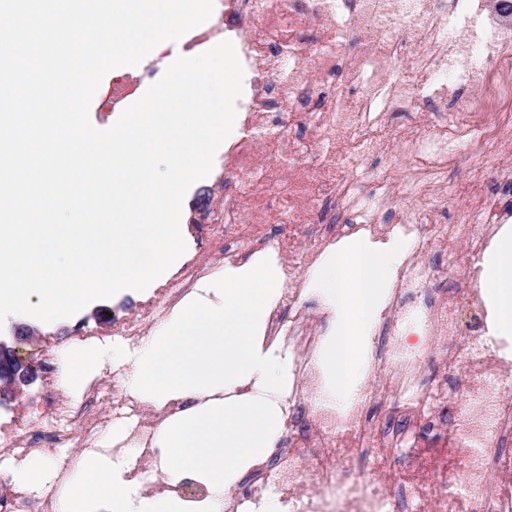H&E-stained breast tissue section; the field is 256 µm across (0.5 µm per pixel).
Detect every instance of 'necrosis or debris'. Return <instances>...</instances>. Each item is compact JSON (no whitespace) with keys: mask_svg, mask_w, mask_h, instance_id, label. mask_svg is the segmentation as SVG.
<instances>
[{"mask_svg":"<svg viewBox=\"0 0 512 512\" xmlns=\"http://www.w3.org/2000/svg\"><path fill=\"white\" fill-rule=\"evenodd\" d=\"M487 3L214 0L210 25L184 43L231 38L244 70L211 246L225 264L263 254L280 270L267 333L287 337L297 370L281 466L263 485L287 488L289 512H512V349L492 341L479 285L483 256L512 223V0H497L494 20ZM369 156L384 161L372 174L358 168ZM460 163L464 176L449 182ZM452 197L466 208L446 224ZM360 237L406 250L364 391L408 403L380 424L363 407L331 403L309 363L324 329L305 299L307 272L335 242ZM449 242L463 246L460 288L425 261ZM197 276L187 267L177 287L113 322V336L147 335ZM37 367L52 387L48 417L31 420L16 402L0 421V463L15 468L76 441L93 450L112 417L150 441L156 414L118 375L74 398L57 388L49 351ZM0 512H56V500L1 475Z\"/></svg>","mask_w":512,"mask_h":512,"instance_id":"obj_1","label":"necrosis or debris"}]
</instances>
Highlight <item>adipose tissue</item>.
Segmentation results:
<instances>
[{"label":"adipose tissue","instance_id":"obj_1","mask_svg":"<svg viewBox=\"0 0 512 512\" xmlns=\"http://www.w3.org/2000/svg\"><path fill=\"white\" fill-rule=\"evenodd\" d=\"M402 258L396 244L351 241L311 273L313 289L334 314L313 357L334 402L362 398L371 333ZM481 266L497 324L512 332V234ZM280 296V271L266 259L219 267L137 344L58 348L59 384L72 396L105 369L120 367L138 402L157 410L182 406L156 425L150 442L166 490L147 492L135 477L134 455L120 447L127 435L117 426L102 437L117 454L76 458L59 512H227L232 487L275 452L288 417L295 356L283 337L266 333ZM188 476L206 486L207 498L188 503L178 496L175 487Z\"/></svg>","mask_w":512,"mask_h":512}]
</instances>
